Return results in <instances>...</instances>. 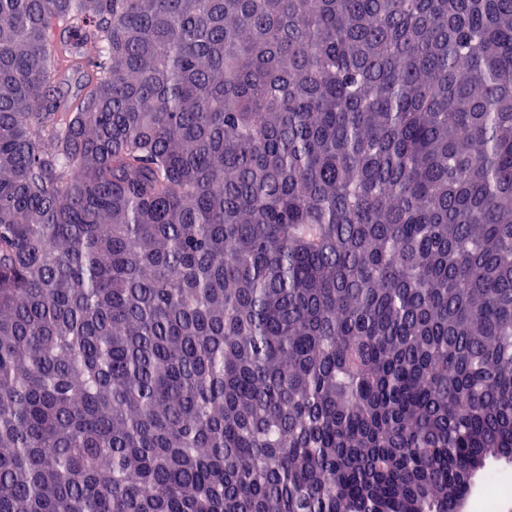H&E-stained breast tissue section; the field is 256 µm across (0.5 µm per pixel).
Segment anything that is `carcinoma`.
<instances>
[{"instance_id": "cac0c4a2", "label": "carcinoma", "mask_w": 512, "mask_h": 512, "mask_svg": "<svg viewBox=\"0 0 512 512\" xmlns=\"http://www.w3.org/2000/svg\"><path fill=\"white\" fill-rule=\"evenodd\" d=\"M491 460L512 0H0V512H457Z\"/></svg>"}]
</instances>
